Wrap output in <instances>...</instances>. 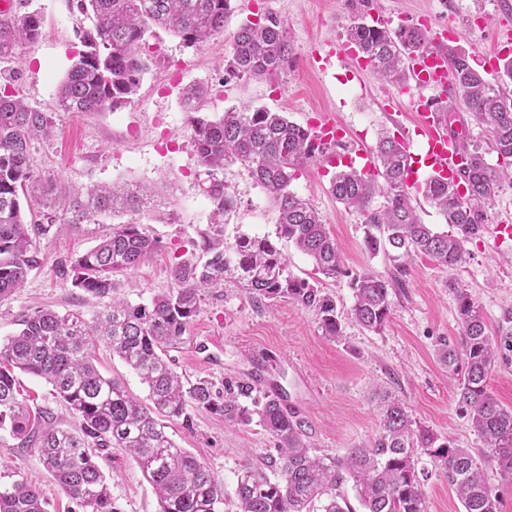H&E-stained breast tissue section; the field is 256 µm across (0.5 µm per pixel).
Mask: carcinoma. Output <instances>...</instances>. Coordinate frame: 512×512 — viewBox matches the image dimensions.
I'll use <instances>...</instances> for the list:
<instances>
[{
  "instance_id": "carcinoma-1",
  "label": "carcinoma",
  "mask_w": 512,
  "mask_h": 512,
  "mask_svg": "<svg viewBox=\"0 0 512 512\" xmlns=\"http://www.w3.org/2000/svg\"><path fill=\"white\" fill-rule=\"evenodd\" d=\"M30 0H17L16 9L0 12V62L15 57L42 36L39 11L23 14ZM76 10L92 14L93 27L74 29L81 49L59 84L61 112H103L134 100L148 69L150 45L146 34L164 28L189 46L201 45L224 33L231 0H75ZM376 73L389 83L407 78L408 56L428 47L426 32L401 26L391 30L354 14L345 28ZM295 55L284 23L273 16L243 24L233 35L225 81L264 78L279 82ZM455 95L444 111L463 103L483 134V143L458 138L459 181L452 184L431 176L415 189L406 184L407 157L399 140L383 135L376 143V173L345 166L335 172L330 191L346 208L365 218V245L383 251L393 272L384 277L370 270L352 276L351 319L363 330L380 332L390 315L392 294L404 287L402 276L413 258L426 256L444 268L465 260L464 245L478 237L487 223V208L503 184L512 185V99L500 84L491 83L460 48L445 51ZM207 87L184 90L191 107L192 142L199 166L207 175L203 192L212 204V224L194 252L171 269L173 287L150 303L112 305L92 319L80 311L61 315L52 309L26 314L19 331L0 343V431L33 448L45 470L75 500L80 512H122L92 449L122 448L147 477L157 496L159 512H352L345 487L352 485L362 512H427L421 466L429 458L435 473L448 479L465 512H499L491 480L512 482V409L491 391L498 361L512 352V313L497 331L489 329L483 313L464 288L450 283L460 321L454 341L440 344L437 356L454 381L460 408L483 442L462 448L413 420L405 402L384 394L380 425L368 444L349 450L341 459L317 455L305 422L284 403L278 390L253 397L259 379L230 383L224 390L200 379L184 388L168 357L180 344L199 313L205 292L239 282L251 298L291 301L316 311L322 330L338 340L342 317L333 297L305 278L288 272V257L267 237H224V216L236 199L224 182V167L248 169L273 202L275 236L310 257L317 273L327 279L346 274L341 252L329 225L290 184L318 162L323 151L311 142V131L280 112L243 106L218 118L198 115ZM53 117L25 104L16 90H0V299L23 287L40 266L37 240L51 233L79 231L104 218L142 215L150 211L153 190L147 186H94L86 191L60 189L35 174L31 141L48 136ZM496 154L492 166L488 152ZM422 197L455 233L436 230L421 221L414 195ZM382 208L371 206L375 195ZM159 241L136 221L112 224L89 251L61 264L71 285L93 295L117 288L115 276L151 257ZM106 342L147 386L150 405L130 395L116 380L100 374L94 359L97 341ZM44 379L73 414L76 424L63 428L47 412L27 404L16 372ZM210 411L224 420L249 426L253 420L275 442L279 460L240 464L234 495L228 496L207 463L178 447L166 421L189 422L188 407ZM277 471L270 477L267 468ZM0 512H46L42 490L24 474L0 466Z\"/></svg>"
}]
</instances>
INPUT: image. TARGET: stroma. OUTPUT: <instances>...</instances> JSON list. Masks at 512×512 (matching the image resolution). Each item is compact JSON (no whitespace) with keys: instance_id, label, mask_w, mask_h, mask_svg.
<instances>
[{"instance_id":"1","label":"stroma","mask_w":512,"mask_h":512,"mask_svg":"<svg viewBox=\"0 0 512 512\" xmlns=\"http://www.w3.org/2000/svg\"><path fill=\"white\" fill-rule=\"evenodd\" d=\"M31 6L43 16V34L24 48L19 61L0 62V86L14 88L30 106L55 114L52 134L31 143L35 173L64 186L130 182L160 189L151 212L138 218L160 248L120 278L118 293L133 305L170 288L171 267L193 251L211 222L212 206L200 188L205 174L191 142V115L183 107L186 86H208L203 112L211 117L241 105L283 113L303 126L331 115L348 137L365 138L371 145L380 132L394 134L414 123L410 101L417 98V89L384 82L368 66L358 72L337 61L322 72L312 65L313 52L345 45L344 29L352 16L349 0H234L223 34L197 47L169 31L153 30L147 36L152 60L133 103L82 113L55 112V93L80 49L76 25L90 26L94 20L73 12L68 0H31ZM269 14L284 22L296 47L282 80L274 85L255 78L225 80L234 33L243 23ZM365 17L393 28L401 23L423 27L431 37L445 25L460 31L458 45L467 51L476 43L492 46L500 32L512 30V12H500L497 0H371ZM333 173V167L316 163L290 189L329 225L346 275L319 279L311 258L288 242L280 247L292 274L320 281L335 298L344 317L342 338L326 336L312 310L287 301L259 304L230 283L206 295L183 343L172 350L176 371L190 381L209 379L219 388L225 380L260 374L262 387L282 390L316 448L330 456L343 457L377 435V404L386 392L405 400L413 418L438 435L452 437L464 448L480 447L436 350L441 340L460 331L453 287L468 291L489 327H497L512 310V248L497 246L490 237L469 242L465 261L452 269L416 257L404 289L393 299L386 327L378 333L364 331L349 317L354 302L351 276L365 268L384 275L390 265L384 253L367 250L363 216L331 194ZM224 180L237 199L235 210L224 218L226 238L274 234L272 202L248 170L230 166ZM106 230L103 224H87L76 233L40 239L41 267L31 272L23 288L0 300L1 340L17 331L23 314L41 308L62 314L77 309L90 318L111 304V296L82 293L57 272L60 261L92 248ZM19 381L34 407L48 410L61 426L72 424L51 385L24 373ZM190 415V425L173 422L169 433L179 447L210 466L226 492H233L235 472L244 459L259 462L277 455L259 425L228 423L204 410H191ZM96 461L121 512H158L151 484L123 451H98ZM1 463L40 486L47 512H78L34 449L0 444Z\"/></svg>"}]
</instances>
